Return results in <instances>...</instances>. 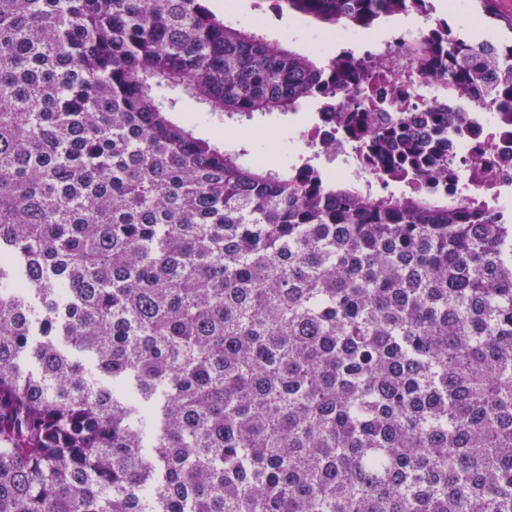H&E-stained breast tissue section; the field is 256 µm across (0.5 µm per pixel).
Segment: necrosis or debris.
I'll return each instance as SVG.
<instances>
[{
  "instance_id": "necrosis-or-debris-1",
  "label": "necrosis or debris",
  "mask_w": 512,
  "mask_h": 512,
  "mask_svg": "<svg viewBox=\"0 0 512 512\" xmlns=\"http://www.w3.org/2000/svg\"><path fill=\"white\" fill-rule=\"evenodd\" d=\"M411 15V26L395 28L389 37H372L361 44L362 57L378 75L371 90L373 99L388 111L409 113L415 121L433 104L461 111L459 101L449 97L439 82L412 71L407 56L408 45L439 33L443 19L429 9H415ZM462 113L459 130L450 135L452 149L448 154L460 186L472 198L511 209L512 122L494 112ZM297 150L302 157L320 158L324 173L351 182L363 193L411 185L410 179L382 173L380 165L370 161L362 147L344 135L330 103L298 138Z\"/></svg>"
}]
</instances>
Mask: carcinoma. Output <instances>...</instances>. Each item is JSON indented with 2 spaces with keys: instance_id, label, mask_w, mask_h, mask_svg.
Wrapping results in <instances>:
<instances>
[{
  "instance_id": "cac0c4a2",
  "label": "carcinoma",
  "mask_w": 512,
  "mask_h": 512,
  "mask_svg": "<svg viewBox=\"0 0 512 512\" xmlns=\"http://www.w3.org/2000/svg\"><path fill=\"white\" fill-rule=\"evenodd\" d=\"M372 28L414 0H275ZM413 69L512 115V45ZM205 0H0V512H512V220L257 166L173 117L339 102L386 170L454 118Z\"/></svg>"
}]
</instances>
